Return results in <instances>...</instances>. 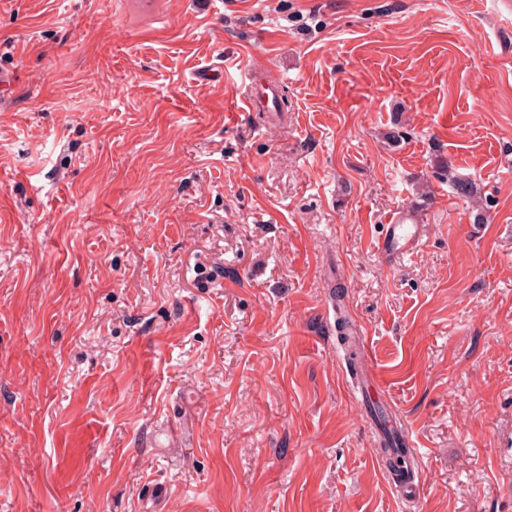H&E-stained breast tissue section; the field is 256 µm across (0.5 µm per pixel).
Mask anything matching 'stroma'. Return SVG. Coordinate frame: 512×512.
I'll return each mask as SVG.
<instances>
[{
	"label": "stroma",
	"instance_id": "35a3bbf8",
	"mask_svg": "<svg viewBox=\"0 0 512 512\" xmlns=\"http://www.w3.org/2000/svg\"><path fill=\"white\" fill-rule=\"evenodd\" d=\"M0 69V512H512V0H0ZM246 84V95L244 104L249 112L257 109H269L270 100L276 96L278 87L272 82L265 80L261 73L251 71ZM415 223V214L411 210H404L396 212L389 224H384V231L378 242V253L383 260L393 262L418 247L422 237V224ZM356 335L358 336H355V347L360 362L356 376L358 380L361 401L363 404H366L367 397L372 398V392L382 396L381 389H383V386L381 377L377 371V367L373 362L366 337L361 336L359 333H356ZM382 434L384 437H386V443L389 445L392 442L391 440H398L397 432L391 428H383ZM386 443L384 442L382 446L385 450V463L390 469L398 471L403 468V466L400 464L406 461L403 457L389 454L387 452ZM389 481L398 486L400 495L399 497L401 499L408 501L416 497L419 489V483L416 482L414 472L408 462L404 464L403 471L391 473L389 476Z\"/></svg>",
	"mask_w": 512,
	"mask_h": 512
}]
</instances>
